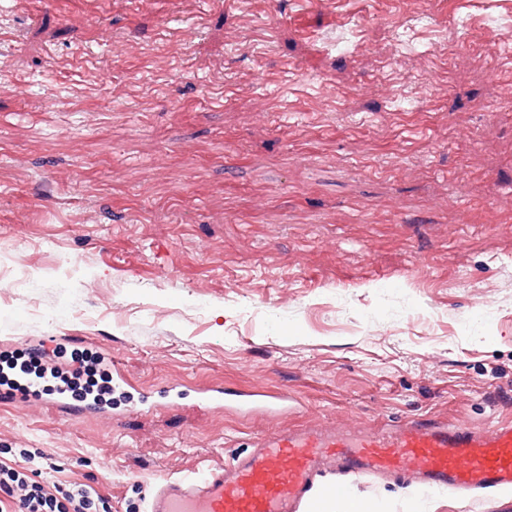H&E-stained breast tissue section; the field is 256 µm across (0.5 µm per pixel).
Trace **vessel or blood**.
Returning a JSON list of instances; mask_svg holds the SVG:
<instances>
[{"mask_svg": "<svg viewBox=\"0 0 512 512\" xmlns=\"http://www.w3.org/2000/svg\"><path fill=\"white\" fill-rule=\"evenodd\" d=\"M41 399L79 419L111 410L95 398L75 396L49 375H25L0 388L1 404L21 407ZM228 399L224 390L210 388L200 390L198 402L212 407ZM230 400L273 417L289 395L282 389L244 391ZM361 480H401L425 493L462 497L512 493V420L488 432L421 418L392 429L317 424L265 433L229 466L159 483L147 512H325L331 500L348 499Z\"/></svg>", "mask_w": 512, "mask_h": 512, "instance_id": "1", "label": "vessel or blood"}]
</instances>
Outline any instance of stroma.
<instances>
[{"mask_svg": "<svg viewBox=\"0 0 512 512\" xmlns=\"http://www.w3.org/2000/svg\"><path fill=\"white\" fill-rule=\"evenodd\" d=\"M497 37L482 39L486 29ZM512 0H0V355L55 334L170 401L0 406L112 512L315 422L512 418ZM75 264H60V257ZM287 389L272 418L193 390ZM369 512H512L363 484Z\"/></svg>", "mask_w": 512, "mask_h": 512, "instance_id": "obj_1", "label": "stroma"}]
</instances>
